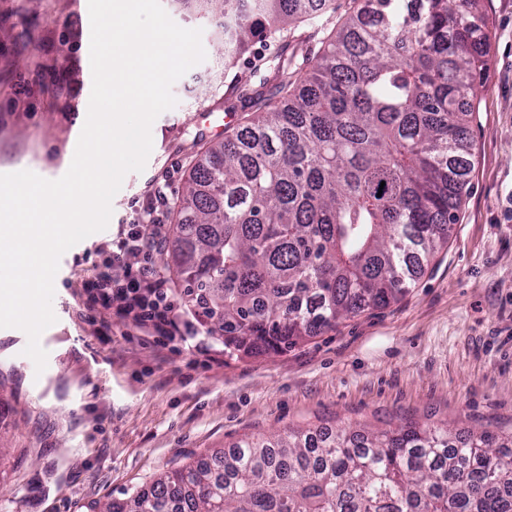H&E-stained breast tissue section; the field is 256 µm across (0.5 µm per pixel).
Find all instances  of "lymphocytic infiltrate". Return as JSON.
Returning <instances> with one entry per match:
<instances>
[{
  "label": "lymphocytic infiltrate",
  "mask_w": 512,
  "mask_h": 512,
  "mask_svg": "<svg viewBox=\"0 0 512 512\" xmlns=\"http://www.w3.org/2000/svg\"><path fill=\"white\" fill-rule=\"evenodd\" d=\"M166 183L163 175L148 182L137 218L120 225L116 237L102 243V260L81 279L80 287L101 325L115 317L130 318L149 335L185 342L199 334L198 315L178 311L169 279L149 261L168 240L165 224L156 216L168 202Z\"/></svg>",
  "instance_id": "f902f5d3"
}]
</instances>
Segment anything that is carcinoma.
Here are the masks:
<instances>
[{
    "label": "carcinoma",
    "mask_w": 512,
    "mask_h": 512,
    "mask_svg": "<svg viewBox=\"0 0 512 512\" xmlns=\"http://www.w3.org/2000/svg\"><path fill=\"white\" fill-rule=\"evenodd\" d=\"M224 72L275 48L196 155L165 261L230 356L286 350L400 300L448 244L488 64L478 0H353L313 55L308 0H206ZM102 512H512V434L321 426L224 450Z\"/></svg>",
    "instance_id": "carcinoma-1"
}]
</instances>
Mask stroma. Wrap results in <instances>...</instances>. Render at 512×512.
Here are the masks:
<instances>
[{
    "label": "stroma",
    "mask_w": 512,
    "mask_h": 512,
    "mask_svg": "<svg viewBox=\"0 0 512 512\" xmlns=\"http://www.w3.org/2000/svg\"><path fill=\"white\" fill-rule=\"evenodd\" d=\"M161 4L201 29L206 59L174 83L177 104L152 125L144 171L112 200L114 225L133 218L163 170L170 201L182 196L195 152L223 139L225 117L251 110L232 81L258 83L269 55L255 41L225 75L212 22L186 0ZM479 4L491 37L470 187L416 286L287 351L236 358L212 335L200 351L161 345L130 319L87 322L79 282L109 233L88 236L59 262L41 383L22 355L26 334L0 328V512H92L188 459L308 426L512 430V0ZM88 18V0H0V174L51 180L69 169L89 97Z\"/></svg>",
    "instance_id": "stroma-1"
}]
</instances>
